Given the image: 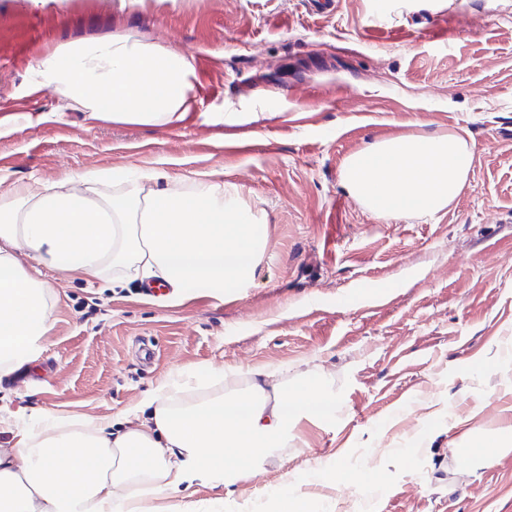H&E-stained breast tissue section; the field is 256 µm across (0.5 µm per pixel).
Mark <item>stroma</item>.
Instances as JSON below:
<instances>
[{"label": "stroma", "mask_w": 512, "mask_h": 512, "mask_svg": "<svg viewBox=\"0 0 512 512\" xmlns=\"http://www.w3.org/2000/svg\"><path fill=\"white\" fill-rule=\"evenodd\" d=\"M381 2L0 0V192L157 169L186 189L237 187L268 238L253 282L226 296L45 270L51 327L34 376H0V419L36 433L61 415L117 422L162 381L192 399L282 366L292 390L319 377L331 413L301 419L248 480L204 477L146 512H279L286 483L309 512H512V453L451 464L512 428V0ZM116 34L191 60L182 121L91 120L34 78L43 53ZM463 127L473 164L435 215L382 217L344 190L351 155ZM371 280L385 291L337 307ZM340 464L373 487L336 485Z\"/></svg>", "instance_id": "obj_1"}]
</instances>
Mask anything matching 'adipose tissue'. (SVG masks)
Wrapping results in <instances>:
<instances>
[{"label":"adipose tissue","instance_id":"ef3b65f1","mask_svg":"<svg viewBox=\"0 0 512 512\" xmlns=\"http://www.w3.org/2000/svg\"><path fill=\"white\" fill-rule=\"evenodd\" d=\"M190 69L174 46L121 35L56 48L38 74L90 119L165 125L189 109ZM472 164L463 134L407 135L351 155L343 184L374 214L427 217L455 200ZM166 177L104 169L0 193V373L29 359L48 330L56 291L43 269L82 278L127 268L162 278L175 295L236 293L253 280L266 230L236 188L160 187ZM111 182L115 191L102 194ZM274 376L255 370L249 387L193 402L160 385L127 409L117 432L108 418H61L40 435L13 429L0 446V502L13 512H141L147 490L176 493L201 475L228 485L252 476L287 446L294 420L325 416L336 401L316 377L292 394Z\"/></svg>","mask_w":512,"mask_h":512}]
</instances>
